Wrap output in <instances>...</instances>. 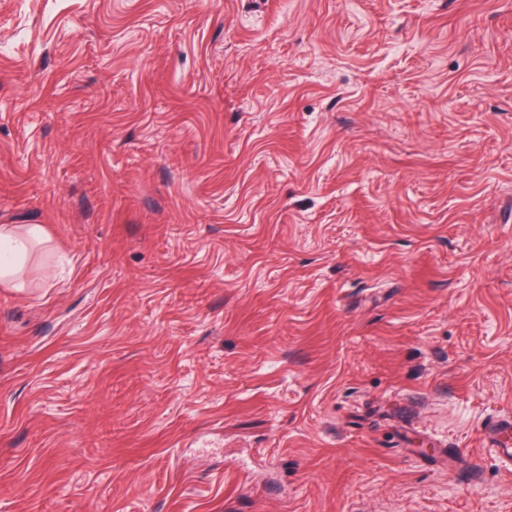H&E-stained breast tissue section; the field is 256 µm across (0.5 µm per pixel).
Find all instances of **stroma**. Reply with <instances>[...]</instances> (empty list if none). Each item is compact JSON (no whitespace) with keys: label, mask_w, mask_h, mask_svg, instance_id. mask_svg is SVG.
<instances>
[{"label":"stroma","mask_w":512,"mask_h":512,"mask_svg":"<svg viewBox=\"0 0 512 512\" xmlns=\"http://www.w3.org/2000/svg\"><path fill=\"white\" fill-rule=\"evenodd\" d=\"M2 224L0 512H512V0H0ZM36 226L21 230L14 224L0 226V280H9L19 271L17 257L30 238L40 235ZM480 448H493L509 464L512 461V418L509 415L494 420L478 435Z\"/></svg>","instance_id":"obj_1"}]
</instances>
